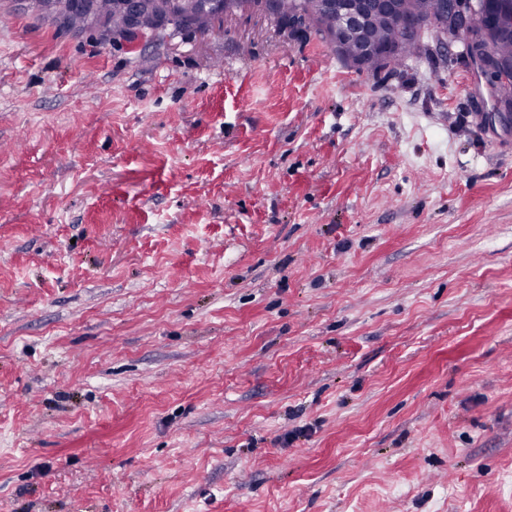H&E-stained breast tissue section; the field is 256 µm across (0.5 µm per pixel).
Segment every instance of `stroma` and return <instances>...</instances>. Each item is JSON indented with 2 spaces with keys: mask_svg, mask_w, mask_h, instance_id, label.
I'll list each match as a JSON object with an SVG mask.
<instances>
[{
  "mask_svg": "<svg viewBox=\"0 0 512 512\" xmlns=\"http://www.w3.org/2000/svg\"><path fill=\"white\" fill-rule=\"evenodd\" d=\"M461 42L0 0V512H512V134Z\"/></svg>",
  "mask_w": 512,
  "mask_h": 512,
  "instance_id": "obj_1",
  "label": "stroma"
}]
</instances>
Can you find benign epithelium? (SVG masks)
I'll return each instance as SVG.
<instances>
[{"instance_id": "benign-epithelium-1", "label": "benign epithelium", "mask_w": 512, "mask_h": 512, "mask_svg": "<svg viewBox=\"0 0 512 512\" xmlns=\"http://www.w3.org/2000/svg\"><path fill=\"white\" fill-rule=\"evenodd\" d=\"M403 0H313L308 10V22L316 24L319 14L331 15L336 27L328 32V41L336 54L358 71H369L368 56L373 49L367 34L377 19L394 25L404 40H419L424 23L407 14ZM473 0H438L437 32L448 41H462L463 53L474 76L473 95L479 103L485 122L512 132V100L501 99L495 88L512 81V60L495 56L487 44L472 34ZM481 28L486 39L512 36V6L505 0H482Z\"/></svg>"}]
</instances>
